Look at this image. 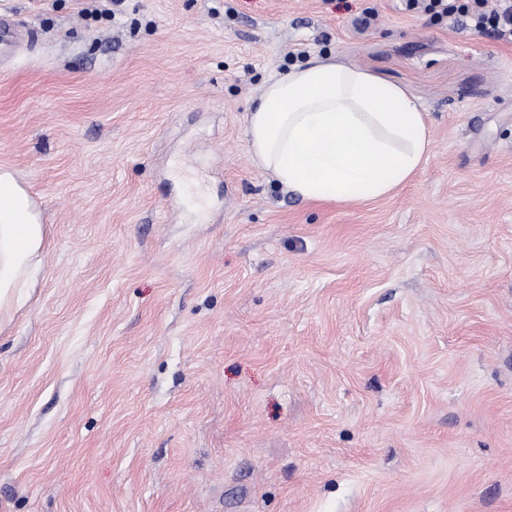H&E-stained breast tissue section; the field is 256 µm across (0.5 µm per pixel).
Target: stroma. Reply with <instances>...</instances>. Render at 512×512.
Masks as SVG:
<instances>
[{"label":"stroma","instance_id":"obj_1","mask_svg":"<svg viewBox=\"0 0 512 512\" xmlns=\"http://www.w3.org/2000/svg\"><path fill=\"white\" fill-rule=\"evenodd\" d=\"M0 0V169L47 226L0 323V512H512V44L403 0ZM428 114L418 175L251 156L312 57Z\"/></svg>","mask_w":512,"mask_h":512}]
</instances>
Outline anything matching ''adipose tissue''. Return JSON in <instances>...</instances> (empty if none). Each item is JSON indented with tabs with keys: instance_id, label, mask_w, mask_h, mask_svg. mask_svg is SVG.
Instances as JSON below:
<instances>
[{
	"instance_id": "obj_1",
	"label": "adipose tissue",
	"mask_w": 512,
	"mask_h": 512,
	"mask_svg": "<svg viewBox=\"0 0 512 512\" xmlns=\"http://www.w3.org/2000/svg\"><path fill=\"white\" fill-rule=\"evenodd\" d=\"M251 155L307 201H376L410 182L431 138L426 114L399 84L315 57L270 78L247 119ZM46 229L27 193L0 170V316L38 268Z\"/></svg>"
}]
</instances>
